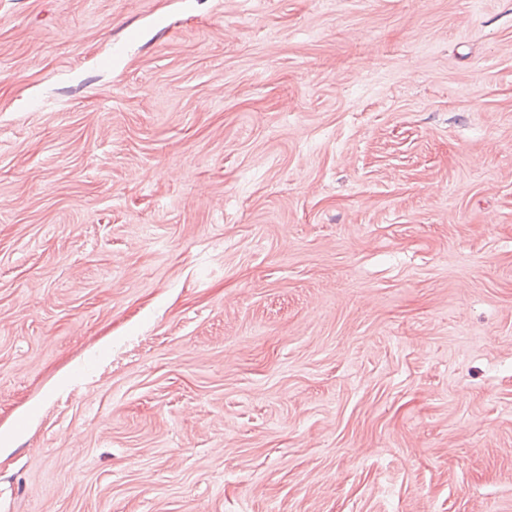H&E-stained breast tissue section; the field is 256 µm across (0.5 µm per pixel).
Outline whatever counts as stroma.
Masks as SVG:
<instances>
[{"label": "stroma", "instance_id": "obj_1", "mask_svg": "<svg viewBox=\"0 0 512 512\" xmlns=\"http://www.w3.org/2000/svg\"><path fill=\"white\" fill-rule=\"evenodd\" d=\"M0 512H512V0H0Z\"/></svg>", "mask_w": 512, "mask_h": 512}]
</instances>
